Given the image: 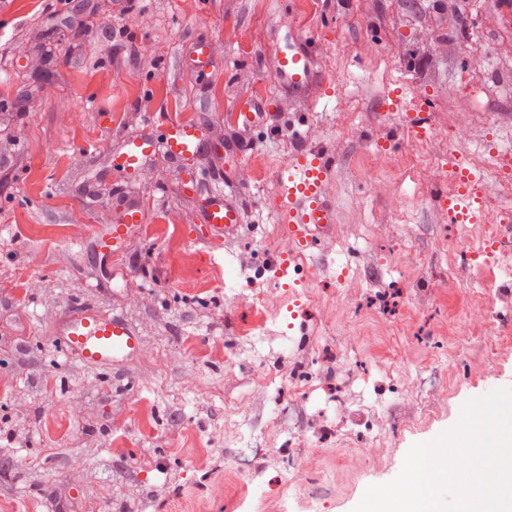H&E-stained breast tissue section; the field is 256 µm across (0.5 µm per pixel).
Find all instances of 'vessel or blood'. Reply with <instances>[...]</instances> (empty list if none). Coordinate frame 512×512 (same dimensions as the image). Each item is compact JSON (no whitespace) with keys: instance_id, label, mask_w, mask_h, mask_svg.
Here are the masks:
<instances>
[{"instance_id":"vessel-or-blood-1","label":"vessel or blood","mask_w":512,"mask_h":512,"mask_svg":"<svg viewBox=\"0 0 512 512\" xmlns=\"http://www.w3.org/2000/svg\"><path fill=\"white\" fill-rule=\"evenodd\" d=\"M188 60L201 74H208L215 65L211 46L196 41L187 50ZM313 50L308 40L297 31H290L284 41L275 43L270 54L273 79L291 93L309 90L314 81L311 66ZM267 99L251 94L239 96L235 104L236 121L242 132L265 127L271 117ZM161 137L146 132L122 140L113 155L114 163L129 178H136L157 149H165L169 157L187 168L188 181L197 173L190 163L208 140L207 128L197 121L168 119L163 123ZM333 168V160L318 150L298 154L279 175L281 184L280 211L299 251H310L335 221L333 205L323 197L322 186ZM439 207L447 210L453 222L479 224L484 218V197L480 190H464L455 196L439 194ZM115 222L104 231L94 232L92 244L97 252L119 254L121 246L137 233L147 221L145 206L136 199L116 196L112 199ZM200 222L209 237L234 236L240 224V209L233 195H215L203 210ZM64 353L78 356L87 364L107 370L119 367L139 347L134 332L119 316L79 304L59 322L55 331Z\"/></svg>"}]
</instances>
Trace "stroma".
<instances>
[{"label": "stroma", "instance_id": "stroma-1", "mask_svg": "<svg viewBox=\"0 0 512 512\" xmlns=\"http://www.w3.org/2000/svg\"><path fill=\"white\" fill-rule=\"evenodd\" d=\"M136 2L126 16L114 0H0V512H191L207 493L212 512H225L224 458L255 441L266 450L261 489L285 497L287 512H353L368 486L398 475L413 444L453 428L467 401L512 387L511 348L491 359L484 340L448 350L437 338L443 316L470 324L469 299L490 279L512 320L502 272L512 254L488 265L460 257L482 252L478 229L450 224L433 202L447 178L418 162L449 165L440 133L467 125L486 219L512 204V181L483 174L487 143L512 137V17L499 0ZM292 26L315 41L302 96L269 71V36ZM194 39L212 45L210 77L183 60ZM479 58L484 67L471 69ZM38 65L48 76L36 84ZM395 90L424 107L433 137L402 140L373 173L361 160L398 130L400 113L383 106ZM246 93L270 99L272 128L237 156L229 111ZM168 118L208 128L197 186L161 152L128 181L112 165L115 137ZM301 143L335 160L323 194L336 216L298 272L277 262L282 221L269 200ZM224 187L243 220L215 241L197 216ZM118 192L146 203L147 224L121 255L87 250L112 224ZM185 254L196 278L179 271ZM259 294L270 321L239 335ZM79 301L140 337L116 373L60 352L52 330ZM408 307L418 317L404 326ZM395 326L418 359L437 358L450 389L388 374ZM315 345L347 351L346 367L313 363ZM298 366L311 376L307 399L286 387ZM326 427L343 444L346 478L328 476L332 460L321 457L312 478L293 481L291 440Z\"/></svg>", "mask_w": 512, "mask_h": 512}]
</instances>
